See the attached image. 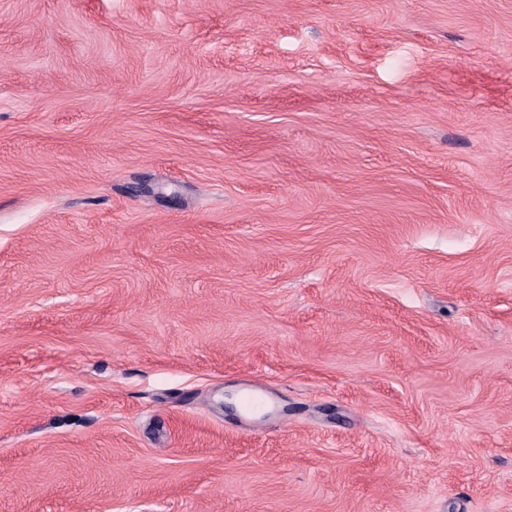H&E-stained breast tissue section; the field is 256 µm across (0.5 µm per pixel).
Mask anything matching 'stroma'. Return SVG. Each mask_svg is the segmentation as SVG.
<instances>
[{
	"label": "stroma",
	"instance_id": "1",
	"mask_svg": "<svg viewBox=\"0 0 512 512\" xmlns=\"http://www.w3.org/2000/svg\"><path fill=\"white\" fill-rule=\"evenodd\" d=\"M0 512H512V0H0Z\"/></svg>",
	"mask_w": 512,
	"mask_h": 512
}]
</instances>
